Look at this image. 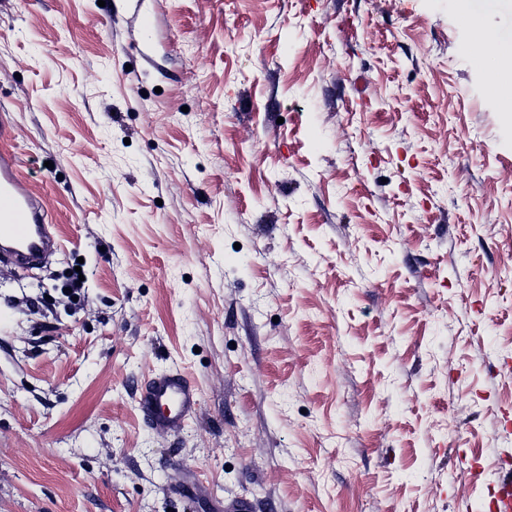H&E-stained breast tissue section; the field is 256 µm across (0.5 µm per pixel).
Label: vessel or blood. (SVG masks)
Wrapping results in <instances>:
<instances>
[{
    "mask_svg": "<svg viewBox=\"0 0 512 512\" xmlns=\"http://www.w3.org/2000/svg\"><path fill=\"white\" fill-rule=\"evenodd\" d=\"M49 215L38 194L19 174L16 155L0 149V255L20 266L41 263L55 251ZM138 412L152 425L175 432L197 412L195 388L180 371L151 377L138 399ZM491 512H512V469L503 468L491 494Z\"/></svg>",
    "mask_w": 512,
    "mask_h": 512,
    "instance_id": "1",
    "label": "vessel or blood"
}]
</instances>
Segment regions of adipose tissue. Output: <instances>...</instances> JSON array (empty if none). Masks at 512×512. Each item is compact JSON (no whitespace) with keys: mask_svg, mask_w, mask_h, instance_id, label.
Instances as JSON below:
<instances>
[{"mask_svg":"<svg viewBox=\"0 0 512 512\" xmlns=\"http://www.w3.org/2000/svg\"><path fill=\"white\" fill-rule=\"evenodd\" d=\"M460 18L475 40L484 47L494 48L500 62L486 67L488 83L494 84L495 93L505 111L512 112V87L496 83L499 75L507 72L512 60V0H460ZM499 15L501 23H491V15Z\"/></svg>","mask_w":512,"mask_h":512,"instance_id":"obj_1","label":"adipose tissue"}]
</instances>
